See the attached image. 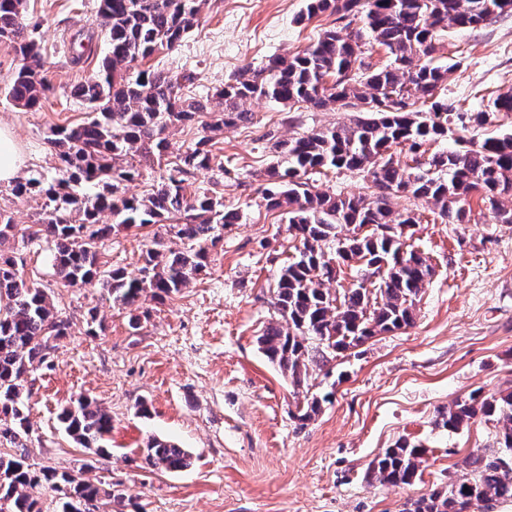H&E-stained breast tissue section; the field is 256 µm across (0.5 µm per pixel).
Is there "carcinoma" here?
I'll return each instance as SVG.
<instances>
[{"mask_svg": "<svg viewBox=\"0 0 512 512\" xmlns=\"http://www.w3.org/2000/svg\"><path fill=\"white\" fill-rule=\"evenodd\" d=\"M199 6L200 0H99L95 22L107 52L96 74L73 88L92 116L50 129L46 143L57 158L55 177L38 172L11 187L17 197L44 199L42 217L27 231L52 240L53 267L64 286L95 282L125 308L146 295L163 300L180 292L205 271L224 228L239 221L236 210L224 208L223 193H187L196 172L215 160L207 136L179 154L142 195L122 193L124 183L161 162L170 127L188 125L208 111L206 104L180 95L181 82L192 81V74L174 78L138 68L156 51L182 43L198 22ZM511 11L512 0H306L301 22L327 14L357 18L362 26L345 34L325 29L303 51L272 56L216 91L213 131L252 122L247 104L254 99L282 106L284 123L294 122V112L304 105L358 109L347 123L298 137L264 134L277 156L265 170L262 200L266 210L286 216L298 245L272 289L279 320L264 327L257 343L292 386H305L309 367L324 368L328 376L344 352L414 323L417 300L434 268L407 243L405 230L419 218L408 209L393 210L391 198L432 202L446 223L463 224L466 205L477 194L497 223L512 224V133L455 151L427 149L448 137L454 121H463L440 96L449 72L434 64L442 37L450 27L474 28ZM366 36L385 48L389 65L373 69L364 63ZM0 38L14 43L23 60L8 95L26 109L38 108L49 87L39 77L42 62L27 34L24 0H0ZM496 112H512L511 92L490 100L468 121L484 125ZM401 154L409 161H401ZM330 169L360 174L366 192L313 191L312 176ZM105 213L112 223L102 222ZM156 224L181 246L153 239L136 277L101 268L98 248L112 233ZM16 229L12 216L0 210V245ZM356 265L362 271L357 283L328 288L340 281L343 267ZM376 273L380 277L370 281ZM70 328L48 293L28 283L17 258L0 248V430L9 432L7 442L15 447L12 453L0 451V512H42L28 490L44 485L64 496L62 512H112L108 505L124 502L121 490L84 479L81 468L37 470L26 462L28 376L47 362L52 342ZM330 396H305L294 417L302 423L313 419ZM478 417L494 425L496 447L467 457L464 475L414 502L411 512H465L474 501H512V391L490 398L473 392L454 401L441 424L456 433ZM58 420L74 443L109 455L112 416L94 399L63 407ZM426 453L398 441L372 461L369 474L381 484L409 485ZM191 460L187 449L155 435L141 452V468L149 470L179 472Z\"/></svg>", "mask_w": 512, "mask_h": 512, "instance_id": "carcinoma-1", "label": "carcinoma"}]
</instances>
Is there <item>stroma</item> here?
<instances>
[{
    "label": "stroma",
    "mask_w": 512,
    "mask_h": 512,
    "mask_svg": "<svg viewBox=\"0 0 512 512\" xmlns=\"http://www.w3.org/2000/svg\"><path fill=\"white\" fill-rule=\"evenodd\" d=\"M99 0H26L28 35L38 46L49 87L34 111L17 105L7 87L21 59L0 39V127L22 147L28 170L53 175L45 138L51 127L78 124L88 110L71 95L105 52L96 39L89 59L71 62L70 43L93 28ZM306 0H201L198 23L181 45L144 60L143 68L192 74L183 97L204 101L234 74L273 55L304 50L323 30L324 15L298 23ZM450 65L441 94L458 111L484 110L489 99L512 92V13L475 28L449 29L434 58ZM253 121L206 132L198 124L169 131V156L210 136L223 170L198 172L196 189L225 183L224 205L238 224L209 253L197 279L163 300L141 298L148 317L129 326L128 311L113 307L96 286L63 287L49 260L50 243L15 237L5 248L23 263V276L46 289L71 333L51 353L52 367L28 379L31 424L27 460L60 471L95 467V483L119 485L126 512H407L450 476L473 451L493 447L492 424L476 421L450 433L439 425L455 399L479 391H512V224H499L480 198L470 200L465 224L442 223L433 204L392 199L393 209L421 214L411 244L427 256L434 275L422 290L411 327L376 336L336 361L340 378L313 371L311 383L334 389L315 419L292 413L298 394L259 351L257 338L276 317L270 290L294 252L288 225L262 203L263 171L273 158L265 131L286 139L349 121L351 111L301 108L282 123L280 106L258 100ZM512 133V112L488 124H457L433 150L462 141ZM146 243L143 230L115 232L101 250L105 267L136 275ZM82 396L112 416L108 457H94L62 431L57 415ZM148 414H141V407ZM157 435L187 448L192 464L170 473L140 468V451ZM422 441L428 453L409 485H383L368 476L371 462L396 441Z\"/></svg>",
    "instance_id": "obj_1"
}]
</instances>
